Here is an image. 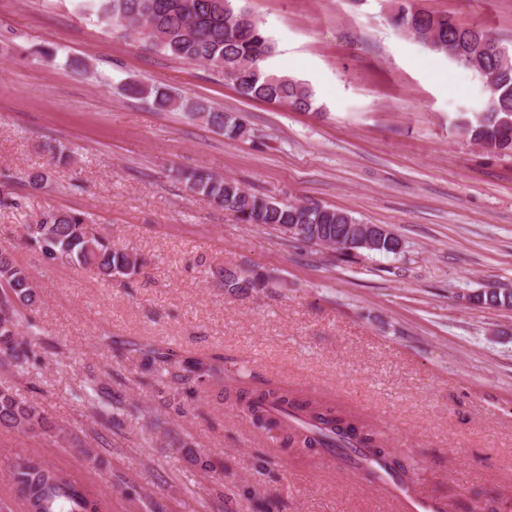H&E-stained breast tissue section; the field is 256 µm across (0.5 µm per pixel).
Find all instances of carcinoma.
I'll return each instance as SVG.
<instances>
[{
  "label": "carcinoma",
  "instance_id": "carcinoma-1",
  "mask_svg": "<svg viewBox=\"0 0 512 512\" xmlns=\"http://www.w3.org/2000/svg\"><path fill=\"white\" fill-rule=\"evenodd\" d=\"M83 9L112 24L141 23L150 30L147 40L174 59L203 63L224 74L239 94L247 99L310 111L315 92L306 82L263 68L273 45L253 20L240 23L244 10L234 0H80ZM393 24L420 37L435 51L489 83L481 111L461 121L469 139L480 146L512 153V49L502 45L482 24L463 25L446 14L415 7L413 0H398ZM119 96L152 98L161 111L183 110L205 120L229 138L243 139L241 117L201 101L175 97L158 86L124 83L113 88ZM189 189L231 212L243 224L268 226L282 232L290 224L306 225L310 241H336L347 233V225L362 220L351 212L317 203H283L244 189L233 178L194 172ZM25 243L63 264L78 265L99 279L110 282L137 271V259L112 246L81 211L46 210L34 224L23 225ZM224 287L232 293L259 290L265 280L230 268L219 272ZM471 300L490 307H512V291L495 288L479 292ZM38 302V294L27 272L11 255L0 249V365L17 366L31 355L29 343L20 336L25 312ZM139 353L149 366L175 361L189 376L212 378L221 369L214 358L183 357L172 350L144 346ZM245 370L237 372L223 393H235V404L262 428L283 432V443L295 441L288 434L286 419L300 421V438L307 448H334L338 454L354 450L376 463L389 477L403 482L408 471L393 454L380 446L379 434L370 426L336 407L300 399L279 387L256 388L246 381ZM0 426L47 433L52 425L25 402L0 391ZM12 480L24 512H99L84 483L67 471L36 456H19L13 463Z\"/></svg>",
  "mask_w": 512,
  "mask_h": 512
}]
</instances>
